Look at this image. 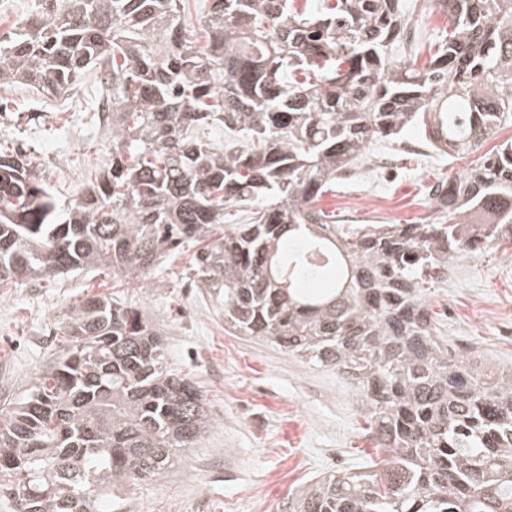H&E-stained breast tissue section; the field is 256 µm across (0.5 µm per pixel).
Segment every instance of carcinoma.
<instances>
[{"mask_svg": "<svg viewBox=\"0 0 512 512\" xmlns=\"http://www.w3.org/2000/svg\"><path fill=\"white\" fill-rule=\"evenodd\" d=\"M181 4L45 0L0 38V85L61 94L96 69L112 100V166L69 207L29 154L0 152V286L80 266L143 277L193 239L224 321L347 374L387 453L281 512H512V369L448 348L425 302L453 260L512 240V139L434 187L433 222L345 226L315 207L407 125L459 155L512 126V0H433L451 33L424 69L389 55L410 28L399 0H214L203 46ZM217 128L244 142L205 135ZM229 206L248 222L224 223ZM68 335L65 358L0 417V492L16 512H96L213 422L165 370L145 309L89 297Z\"/></svg>", "mask_w": 512, "mask_h": 512, "instance_id": "cac0c4a2", "label": "carcinoma"}]
</instances>
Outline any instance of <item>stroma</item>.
<instances>
[{"label":"stroma","mask_w":512,"mask_h":512,"mask_svg":"<svg viewBox=\"0 0 512 512\" xmlns=\"http://www.w3.org/2000/svg\"><path fill=\"white\" fill-rule=\"evenodd\" d=\"M402 4L421 38L418 62L426 64L446 17L431 0ZM96 85L89 74L55 97L0 86V149L26 148L64 204L80 201L111 162ZM475 161L434 153L410 126L394 143H371L318 205L366 224L430 221L429 186L463 175ZM197 250L184 245L138 279L102 266L0 287V415L63 357L71 310L98 294L144 307L164 339L168 370L193 381L209 403L215 421L199 447L98 512H279L295 489L336 471L366 470L385 456L343 374L225 323L223 307L195 283ZM426 304L449 342L474 344L486 362L511 367L512 241L457 258Z\"/></svg>","instance_id":"obj_1"}]
</instances>
